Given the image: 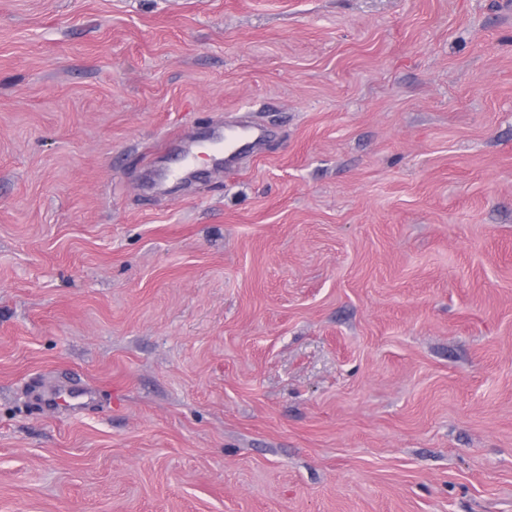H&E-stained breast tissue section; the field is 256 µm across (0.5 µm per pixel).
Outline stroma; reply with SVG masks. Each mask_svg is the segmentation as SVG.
<instances>
[{"mask_svg":"<svg viewBox=\"0 0 512 512\" xmlns=\"http://www.w3.org/2000/svg\"><path fill=\"white\" fill-rule=\"evenodd\" d=\"M0 512H512V0H0Z\"/></svg>","mask_w":512,"mask_h":512,"instance_id":"1","label":"stroma"}]
</instances>
